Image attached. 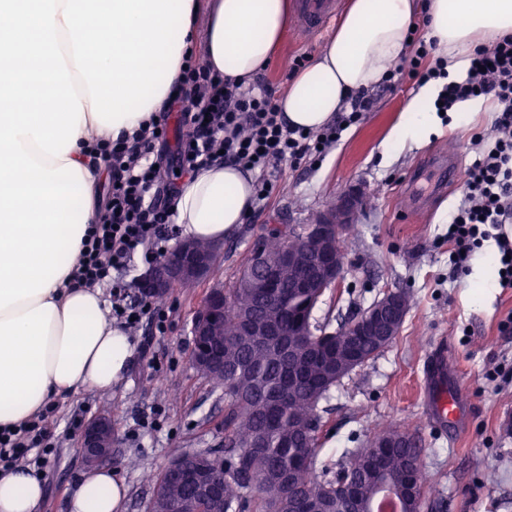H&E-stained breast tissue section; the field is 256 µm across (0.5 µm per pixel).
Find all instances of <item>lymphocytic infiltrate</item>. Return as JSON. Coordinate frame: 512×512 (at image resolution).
Segmentation results:
<instances>
[{
	"label": "lymphocytic infiltrate",
	"instance_id": "1",
	"mask_svg": "<svg viewBox=\"0 0 512 512\" xmlns=\"http://www.w3.org/2000/svg\"><path fill=\"white\" fill-rule=\"evenodd\" d=\"M409 46L383 87L394 88L405 79L442 77L434 43L414 29ZM479 98L494 105L497 135L465 171L462 200L448 215V252L459 269L484 241L495 240L503 257L500 285L512 288V237L502 230L512 222L511 35L474 49L465 77L444 83L438 95L446 112ZM170 107L179 112L188 129L177 151L181 164L195 171L224 162L256 173L254 202L260 207L273 190L270 175L279 165L319 161L348 127L371 111L373 97L365 90L353 93L334 120L320 130L308 131L289 126L274 89L263 79L244 84L191 60ZM165 140V122L158 118L131 138L90 143L92 165L105 168L110 177L107 200L78 258L79 281L88 285L106 281L138 247L163 241L177 189L165 182L151 154ZM44 437L45 428L36 421L0 431V466L11 467L42 447Z\"/></svg>",
	"mask_w": 512,
	"mask_h": 512
}]
</instances>
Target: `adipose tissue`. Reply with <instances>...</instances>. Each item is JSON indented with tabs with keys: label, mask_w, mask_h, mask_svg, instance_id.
<instances>
[{
	"label": "adipose tissue",
	"mask_w": 512,
	"mask_h": 512,
	"mask_svg": "<svg viewBox=\"0 0 512 512\" xmlns=\"http://www.w3.org/2000/svg\"><path fill=\"white\" fill-rule=\"evenodd\" d=\"M209 10L204 37L195 21ZM417 0H350L323 51L292 79L281 107L316 131L350 92L383 81L408 42ZM429 35L448 73L467 53L512 34V0H428ZM288 0H0V430L32 420L54 397L106 390L135 347L109 322L99 286L76 282L99 208L87 163L89 131L112 141L163 112L185 61L251 80L279 43ZM426 82L392 131L422 143L440 123ZM250 172L216 164L188 174L176 197L183 234L219 242L241 224ZM115 471L87 469L71 512H122ZM44 483L30 467L0 472V512H36Z\"/></svg>",
	"instance_id": "obj_1"
}]
</instances>
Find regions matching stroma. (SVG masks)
<instances>
[{
  "label": "stroma",
  "mask_w": 512,
  "mask_h": 512,
  "mask_svg": "<svg viewBox=\"0 0 512 512\" xmlns=\"http://www.w3.org/2000/svg\"><path fill=\"white\" fill-rule=\"evenodd\" d=\"M333 33L330 27L300 32L296 16H289L263 76L287 92L295 56L316 58ZM420 88L408 79L391 91L373 88V110L343 132L319 165L279 166L265 205L225 236L209 278L192 288H171L152 304V319L129 328L135 354L124 377L107 390L51 400L38 512H69L85 469L78 430L102 413L111 414L116 430L105 466L127 486L123 512H147L153 487L146 474L164 469L180 451L223 448L224 391L189 359L194 312L213 286L233 284L262 229L308 224L354 185L363 188L365 205L345 240V278L340 289L326 290L312 319L338 326L386 288L403 289L409 309L397 339L320 402L318 463L336 466L381 427H414L425 448L427 477L440 490L425 512H512V333L506 328L512 288L495 282L476 299L468 272L450 264L448 214L460 201L459 182L434 192L423 210H410L406 200L411 179L431 155L452 151L465 165L477 158L474 138L493 136L494 106L483 102L468 127L446 117L441 132L420 145L388 149L389 134ZM153 260L148 248L138 247L126 269L103 283L107 303L138 300L136 283ZM437 356L448 364L445 382L458 405L457 419L440 428L422 390L423 371ZM490 472L496 475L491 482Z\"/></svg>",
  "instance_id": "stroma-1"
}]
</instances>
